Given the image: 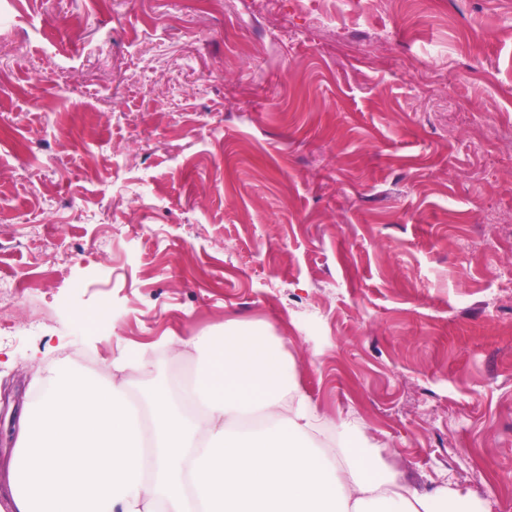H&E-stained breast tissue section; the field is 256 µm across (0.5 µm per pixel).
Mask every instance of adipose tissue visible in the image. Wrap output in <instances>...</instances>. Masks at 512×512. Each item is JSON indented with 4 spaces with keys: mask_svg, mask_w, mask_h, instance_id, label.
Segmentation results:
<instances>
[{
    "mask_svg": "<svg viewBox=\"0 0 512 512\" xmlns=\"http://www.w3.org/2000/svg\"><path fill=\"white\" fill-rule=\"evenodd\" d=\"M170 342L196 355L195 375L138 407L120 379L147 370L146 351L120 353L104 377L42 373L15 419L7 512H480L464 490H406L351 439L322 448L336 423L300 391L288 337L233 326Z\"/></svg>",
    "mask_w": 512,
    "mask_h": 512,
    "instance_id": "adipose-tissue-1",
    "label": "adipose tissue"
}]
</instances>
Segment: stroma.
<instances>
[{"label":"stroma","mask_w":512,"mask_h":512,"mask_svg":"<svg viewBox=\"0 0 512 512\" xmlns=\"http://www.w3.org/2000/svg\"><path fill=\"white\" fill-rule=\"evenodd\" d=\"M0 0V472L33 374L288 336L424 491L512 512V0ZM110 341L97 338V325Z\"/></svg>","instance_id":"35a3bbf8"}]
</instances>
